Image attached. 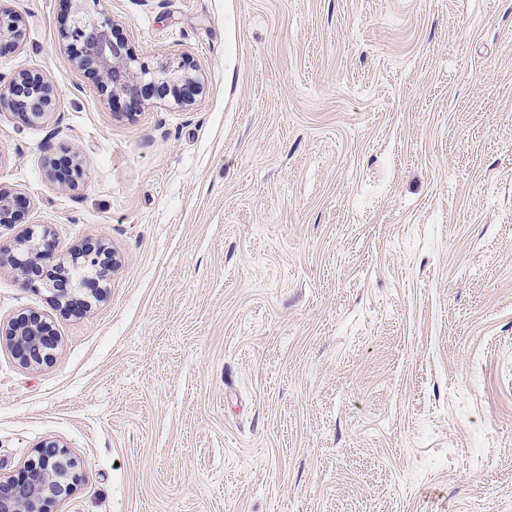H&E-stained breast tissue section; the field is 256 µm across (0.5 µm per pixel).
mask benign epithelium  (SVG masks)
<instances>
[{
    "label": "benign epithelium",
    "instance_id": "benign-epithelium-1",
    "mask_svg": "<svg viewBox=\"0 0 512 512\" xmlns=\"http://www.w3.org/2000/svg\"><path fill=\"white\" fill-rule=\"evenodd\" d=\"M72 4L67 25L60 31L62 40L74 50L73 63L95 75L98 88L112 99L125 98L126 107L137 109L153 98L171 103L178 109L191 106L203 92L199 76L192 74L183 61H170L152 70L139 63L127 41L116 34L107 15L91 4L97 0H69ZM25 32L20 20L0 12V44L13 47L22 44ZM22 115L30 122L46 120L57 105V93L45 78L32 71L21 72L6 84H0V106ZM24 198L17 189L0 183V224H11L17 206ZM55 239L47 229L35 235L31 229L23 238L0 242V268L10 267L26 287L49 288L64 298L68 290L92 288L109 278L118 266V256L99 245H87L75 256L78 265L94 271L91 276L74 280L63 270L55 276L38 271L32 260L54 249ZM8 335L11 350L19 362L36 366L49 362L57 348V336L49 331L42 317L28 314L14 321ZM80 465L66 456L55 442H46L38 449V458L16 475L0 476V512H50L51 504L68 495L79 479Z\"/></svg>",
    "mask_w": 512,
    "mask_h": 512
}]
</instances>
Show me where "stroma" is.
<instances>
[{
    "label": "stroma",
    "mask_w": 512,
    "mask_h": 512,
    "mask_svg": "<svg viewBox=\"0 0 512 512\" xmlns=\"http://www.w3.org/2000/svg\"><path fill=\"white\" fill-rule=\"evenodd\" d=\"M186 110L112 101L59 32L66 0H0V183L56 256L121 264L89 313L0 269V473L54 441L53 512H512V0H100ZM64 190L48 176L72 155ZM25 38V32L17 17L0 12V48L2 43L19 47ZM2 105L30 122H42L54 112L57 93L40 73L21 72L4 85L0 81V107ZM8 336H11L13 355L26 366L49 362L58 345L57 336L49 331L38 314H27L14 321Z\"/></svg>",
    "instance_id": "35a3bbf8"
}]
</instances>
